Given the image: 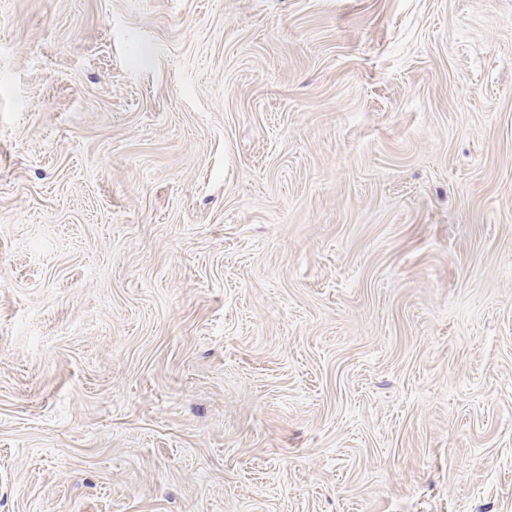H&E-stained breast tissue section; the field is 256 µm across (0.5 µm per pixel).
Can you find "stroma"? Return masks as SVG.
Returning a JSON list of instances; mask_svg holds the SVG:
<instances>
[{"mask_svg": "<svg viewBox=\"0 0 512 512\" xmlns=\"http://www.w3.org/2000/svg\"><path fill=\"white\" fill-rule=\"evenodd\" d=\"M0 512H512V0H0Z\"/></svg>", "mask_w": 512, "mask_h": 512, "instance_id": "stroma-1", "label": "stroma"}]
</instances>
